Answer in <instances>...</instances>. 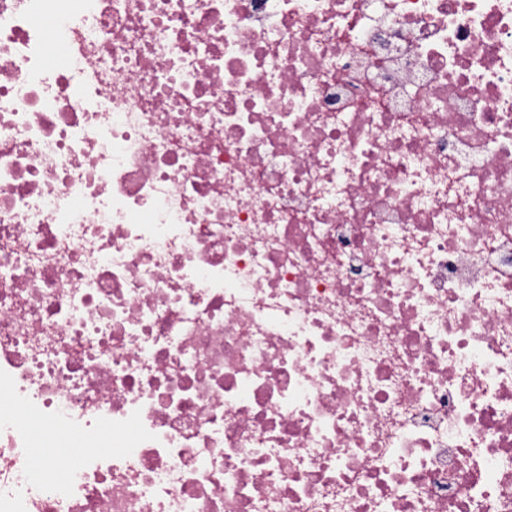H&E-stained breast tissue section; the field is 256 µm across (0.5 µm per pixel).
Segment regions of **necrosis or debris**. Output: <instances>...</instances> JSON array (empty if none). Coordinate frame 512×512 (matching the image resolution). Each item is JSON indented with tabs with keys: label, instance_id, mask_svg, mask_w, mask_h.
<instances>
[{
	"label": "necrosis or debris",
	"instance_id": "1",
	"mask_svg": "<svg viewBox=\"0 0 512 512\" xmlns=\"http://www.w3.org/2000/svg\"><path fill=\"white\" fill-rule=\"evenodd\" d=\"M0 512H512V0H0Z\"/></svg>",
	"mask_w": 512,
	"mask_h": 512
}]
</instances>
